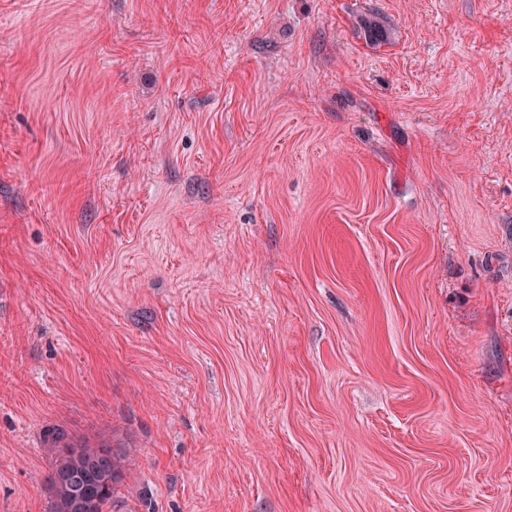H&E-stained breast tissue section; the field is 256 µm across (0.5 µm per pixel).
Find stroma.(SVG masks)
<instances>
[{"label":"stroma","mask_w":512,"mask_h":512,"mask_svg":"<svg viewBox=\"0 0 512 512\" xmlns=\"http://www.w3.org/2000/svg\"><path fill=\"white\" fill-rule=\"evenodd\" d=\"M58 430L129 512H512V0H0V512Z\"/></svg>","instance_id":"obj_1"}]
</instances>
